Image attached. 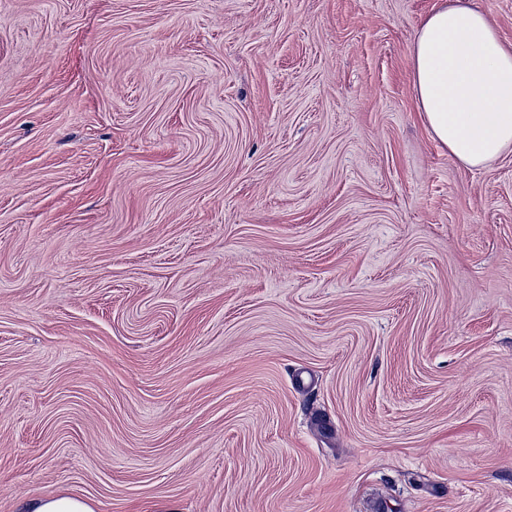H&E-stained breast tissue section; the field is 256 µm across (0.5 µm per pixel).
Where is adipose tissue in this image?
Here are the masks:
<instances>
[{
    "label": "adipose tissue",
    "instance_id": "ef3b65f1",
    "mask_svg": "<svg viewBox=\"0 0 512 512\" xmlns=\"http://www.w3.org/2000/svg\"><path fill=\"white\" fill-rule=\"evenodd\" d=\"M412 62L423 119L454 159L478 168L512 148V46L486 11L454 0L432 12Z\"/></svg>",
    "mask_w": 512,
    "mask_h": 512
}]
</instances>
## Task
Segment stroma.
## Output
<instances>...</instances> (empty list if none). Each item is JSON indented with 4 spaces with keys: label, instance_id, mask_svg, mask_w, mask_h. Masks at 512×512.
I'll list each match as a JSON object with an SVG mask.
<instances>
[{
    "label": "stroma",
    "instance_id": "35a3bbf8",
    "mask_svg": "<svg viewBox=\"0 0 512 512\" xmlns=\"http://www.w3.org/2000/svg\"><path fill=\"white\" fill-rule=\"evenodd\" d=\"M448 0H0V512H512V150ZM412 62L423 119L454 159L478 168L512 148V46L486 11L458 0L432 12ZM21 512H97V502L68 494L26 500Z\"/></svg>",
    "mask_w": 512,
    "mask_h": 512
}]
</instances>
